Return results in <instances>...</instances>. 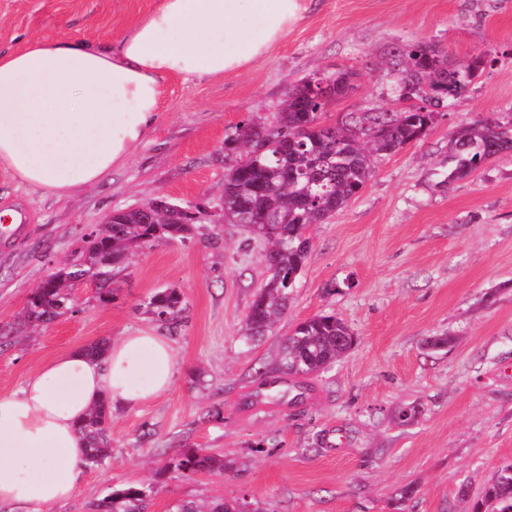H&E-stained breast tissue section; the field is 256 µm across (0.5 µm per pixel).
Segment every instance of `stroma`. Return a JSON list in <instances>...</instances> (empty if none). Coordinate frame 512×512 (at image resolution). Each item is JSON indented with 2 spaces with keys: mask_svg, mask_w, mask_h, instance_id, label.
Masks as SVG:
<instances>
[{
  "mask_svg": "<svg viewBox=\"0 0 512 512\" xmlns=\"http://www.w3.org/2000/svg\"><path fill=\"white\" fill-rule=\"evenodd\" d=\"M155 5L0 0V51L38 36L118 34ZM419 41L461 61L482 52L488 64L421 140L374 157L366 187L310 227L311 249L271 333L242 334L266 277V245L222 223L136 252L117 269L111 302L74 283L72 312L0 351V395H8L45 362L98 341L145 330L173 350L171 388L113 407L110 459L82 469L75 496L53 512H90L112 490L150 481L158 488L150 512L220 498L246 499L257 512H469L512 463V151L443 181L450 132L477 118H512V0H306L284 38L242 71L168 76L158 120L95 187L43 196L0 168V212L25 216L19 232L0 236V326L15 322L46 276L78 260L84 232L111 212L165 197L219 215L225 136L252 120L275 122L298 80L358 73L356 89L329 106V124L393 111L395 57ZM171 287L185 308L173 329L144 308ZM324 311L348 324L353 348L312 379L301 403L253 399L283 338ZM438 335L451 344L428 349ZM186 448L223 455L229 467L156 478Z\"/></svg>",
  "mask_w": 512,
  "mask_h": 512,
  "instance_id": "35a3bbf8",
  "label": "stroma"
}]
</instances>
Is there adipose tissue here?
I'll return each instance as SVG.
<instances>
[{"mask_svg":"<svg viewBox=\"0 0 512 512\" xmlns=\"http://www.w3.org/2000/svg\"><path fill=\"white\" fill-rule=\"evenodd\" d=\"M304 0H158L107 39L40 36L0 52V168L44 195L101 182L144 139L161 82L243 69L278 42ZM169 344L122 337L96 358L74 350L0 396V506L70 500L87 441L80 426L100 402L133 407L173 382Z\"/></svg>","mask_w":512,"mask_h":512,"instance_id":"adipose-tissue-1","label":"adipose tissue"}]
</instances>
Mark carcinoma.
I'll return each mask as SVG.
<instances>
[{
	"mask_svg": "<svg viewBox=\"0 0 512 512\" xmlns=\"http://www.w3.org/2000/svg\"><path fill=\"white\" fill-rule=\"evenodd\" d=\"M486 54H474L457 64L447 50L433 42H417L399 50L395 63L399 99L416 98L420 104L393 112H363L348 124L329 126L320 121L327 108L323 90L308 76L288 89L276 124L260 122L238 125L224 138V201L226 224H243L269 244L265 254L268 277L254 295L243 335L255 338L268 333L287 309L289 290L300 274L311 248L306 231L344 208L372 176L371 158L397 152L426 135L436 114L467 91L483 73ZM335 84L336 98L357 86L358 73L340 68L324 73ZM288 144H283V135ZM512 150V120L488 117L460 124L448 139V170L444 182L464 179L500 153ZM202 228L183 224L171 211L147 217L130 209L81 237L82 260L63 267L54 278L31 291L16 325L22 329L48 323L72 310V283L93 272L98 276L99 299H112L114 269L132 250L158 241L184 240ZM183 295L177 288H164L146 302V313L162 324L180 318ZM349 327L336 313H321L300 322L285 337L276 362V372L293 381L305 397L307 380L328 370L353 345ZM111 417L102 406L82 424L88 440L85 465L98 467L112 452ZM228 468L224 456L205 448H186L169 458L159 475L175 472L188 477ZM155 487L141 484L115 489L92 505L95 512H149ZM248 503L218 500L208 507L180 501L171 512H247ZM472 512H512V464L498 471L486 486Z\"/></svg>",
	"mask_w": 512,
	"mask_h": 512,
	"instance_id": "carcinoma-1",
	"label": "carcinoma"
}]
</instances>
